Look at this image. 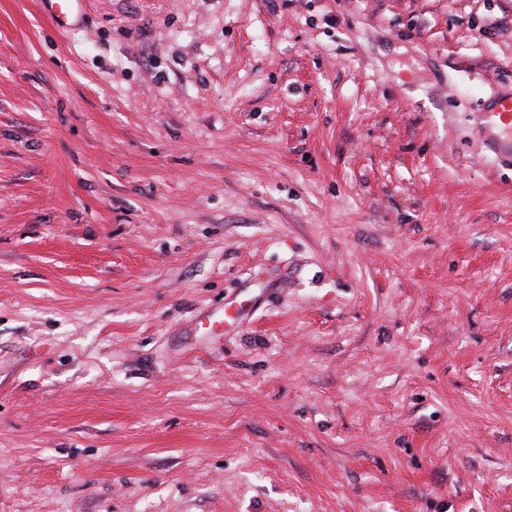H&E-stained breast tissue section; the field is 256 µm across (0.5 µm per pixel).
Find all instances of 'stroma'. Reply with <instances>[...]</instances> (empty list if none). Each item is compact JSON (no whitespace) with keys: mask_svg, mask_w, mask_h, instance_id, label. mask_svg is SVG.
I'll list each match as a JSON object with an SVG mask.
<instances>
[{"mask_svg":"<svg viewBox=\"0 0 512 512\" xmlns=\"http://www.w3.org/2000/svg\"><path fill=\"white\" fill-rule=\"evenodd\" d=\"M511 91L512 0H0V512H512Z\"/></svg>","mask_w":512,"mask_h":512,"instance_id":"stroma-1","label":"stroma"}]
</instances>
